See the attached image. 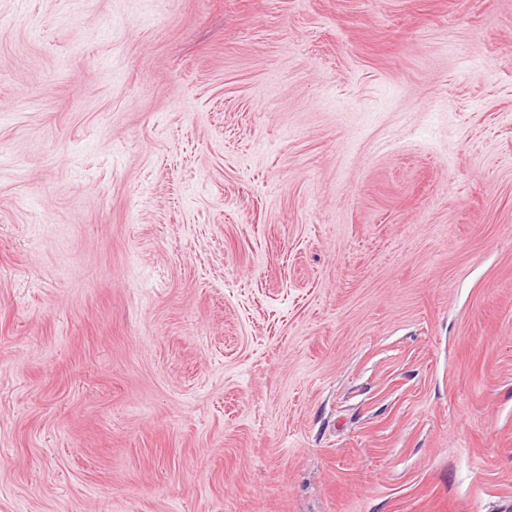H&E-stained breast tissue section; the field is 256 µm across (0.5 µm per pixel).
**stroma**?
I'll return each mask as SVG.
<instances>
[{
    "instance_id": "35a3bbf8",
    "label": "stroma",
    "mask_w": 512,
    "mask_h": 512,
    "mask_svg": "<svg viewBox=\"0 0 512 512\" xmlns=\"http://www.w3.org/2000/svg\"><path fill=\"white\" fill-rule=\"evenodd\" d=\"M512 0H0V512H506Z\"/></svg>"
}]
</instances>
